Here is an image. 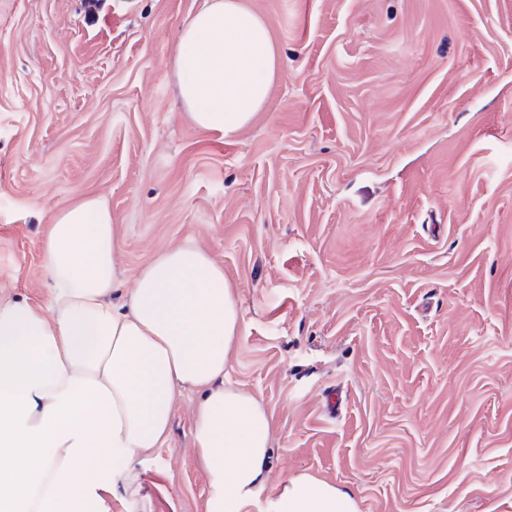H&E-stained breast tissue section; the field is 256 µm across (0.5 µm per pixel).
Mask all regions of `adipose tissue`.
I'll return each mask as SVG.
<instances>
[{"mask_svg": "<svg viewBox=\"0 0 512 512\" xmlns=\"http://www.w3.org/2000/svg\"><path fill=\"white\" fill-rule=\"evenodd\" d=\"M194 124L231 135L265 103L279 68L265 21L241 0H206L175 59ZM117 242L98 195L56 212L43 256L48 307L0 296V512H102L136 459L160 447L172 405L202 394L193 440L212 488L210 512H241L269 474L270 419L222 386L243 317L223 267L185 244L136 275L112 304ZM271 512H357L354 499L306 475L283 478Z\"/></svg>", "mask_w": 512, "mask_h": 512, "instance_id": "1", "label": "adipose tissue"}]
</instances>
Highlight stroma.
I'll return each mask as SVG.
<instances>
[{"mask_svg":"<svg viewBox=\"0 0 512 512\" xmlns=\"http://www.w3.org/2000/svg\"><path fill=\"white\" fill-rule=\"evenodd\" d=\"M280 67L200 130L175 47L203 0H0V294L47 305L52 215L106 197L125 300L192 243L244 325L225 385L271 424L269 480L359 512H512V0H242ZM195 390L109 512H210Z\"/></svg>","mask_w":512,"mask_h":512,"instance_id":"obj_1","label":"stroma"}]
</instances>
